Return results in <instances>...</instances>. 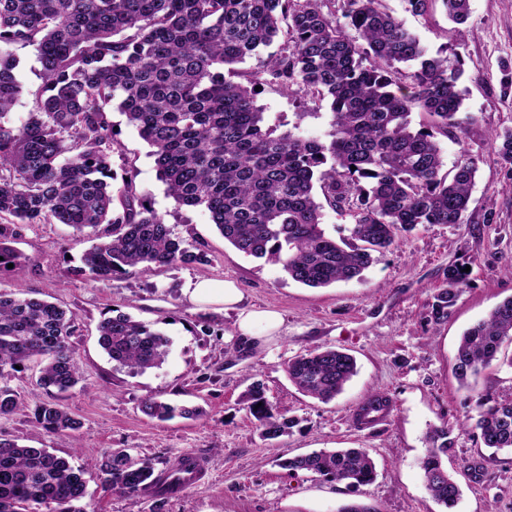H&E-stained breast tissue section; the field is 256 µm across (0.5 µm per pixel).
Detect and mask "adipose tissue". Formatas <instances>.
<instances>
[{"label":"adipose tissue","instance_id":"obj_1","mask_svg":"<svg viewBox=\"0 0 512 512\" xmlns=\"http://www.w3.org/2000/svg\"><path fill=\"white\" fill-rule=\"evenodd\" d=\"M186 297L188 302L195 306H217L223 310H237V331L246 338L254 337L256 327L261 326L266 331L274 333L283 323V318L278 312L253 309L248 304L244 292L231 281L197 280L189 286Z\"/></svg>","mask_w":512,"mask_h":512}]
</instances>
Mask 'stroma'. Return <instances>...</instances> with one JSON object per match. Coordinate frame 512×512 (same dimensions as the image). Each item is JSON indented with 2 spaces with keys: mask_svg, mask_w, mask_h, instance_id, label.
Wrapping results in <instances>:
<instances>
[{
  "mask_svg": "<svg viewBox=\"0 0 512 512\" xmlns=\"http://www.w3.org/2000/svg\"><path fill=\"white\" fill-rule=\"evenodd\" d=\"M394 14L432 51L463 63L462 110L473 120L458 138L441 137L446 167L461 154L477 162L464 223L430 224L400 233L396 244L362 280L309 288L288 278L281 266L236 250L216 230L208 213L177 207L158 180L149 146L119 112L109 119L116 132L112 167L132 170L138 194L188 244L206 255L203 263L162 275L138 268L109 280L81 275L87 235L63 224L26 225L15 242L22 267L0 271V290L58 303L74 312L70 338L81 382L69 391L36 387V364L14 372L19 410L0 417V438L46 448L66 459L88 450L102 456L119 448L149 460L155 470L185 454L204 461L201 482L165 498L125 497L102 490L86 473L92 512H339L350 502L373 512H443L427 490L420 468L431 429L452 426L454 450L446 465L461 486L453 512H512V451L485 448L477 436L476 393L512 389V368L487 370L476 392L461 389L454 357L462 332L512 297V191L497 161L492 137L512 129V0H470L465 25L450 21L441 4L424 16L404 10L403 0H385ZM269 125L285 123L301 134L320 135L326 117L301 115L284 91L263 86L257 97ZM493 223H485L486 215ZM468 267L467 284L448 316L434 321L433 297L447 286L449 265ZM199 278L235 281L258 309L282 314L279 332L262 336L252 355H226L235 339L237 311L195 310L184 291ZM125 313L154 325L171 340L166 362L133 375L118 366L98 342L97 327ZM316 347L352 354L358 372L342 394L324 404L302 395L289 381L287 362ZM279 413L296 418L287 434L263 439L242 402L253 384ZM391 397L390 413L372 426L356 412L372 393ZM162 395L178 405L199 407L192 419L158 421L145 415L142 399ZM54 401L81 422L75 431L49 433L33 420L36 405ZM336 448L367 449L376 464L373 483L357 488L308 472L289 473L281 460ZM487 468L483 482L462 470L463 460Z\"/></svg>",
  "mask_w": 512,
  "mask_h": 512,
  "instance_id": "stroma-1",
  "label": "stroma"
}]
</instances>
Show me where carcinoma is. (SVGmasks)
I'll list each match as a JSON object with an SVG mask.
<instances>
[{"label":"carcinoma","instance_id":"obj_1","mask_svg":"<svg viewBox=\"0 0 512 512\" xmlns=\"http://www.w3.org/2000/svg\"><path fill=\"white\" fill-rule=\"evenodd\" d=\"M449 19L467 21L470 0H442ZM342 17H336V9ZM357 32L352 37L348 29ZM277 49L262 56L273 43ZM31 46L41 84L25 90L16 69L17 47ZM255 60L239 72L226 66ZM463 74L458 61L428 55L418 37L384 0H0V269L19 268L11 243L26 224H65L79 233L112 225V237L93 243L79 272L111 279L129 268L162 274L200 263L134 178L112 187L116 108L152 147L166 193L180 207L204 209L224 240L239 252L282 265L288 278L319 288L359 280L400 232L422 224H462L477 171L463 154L452 174L436 134L463 129ZM242 77L246 83L233 80ZM276 86L329 110L322 137L282 133L264 125L255 87ZM33 98L27 118L11 111L23 94ZM428 119L412 126V110ZM496 154L512 181V129L495 134ZM321 193L324 202L317 201ZM351 221V242L328 237L323 205ZM466 273L448 267V287L433 296L432 315L448 313ZM75 316L43 300L0 291V416L14 413L19 394L9 385L15 366L35 361L37 384L67 391L81 380L70 337ZM99 343L132 374L161 367L170 339L125 314L98 326ZM512 341V297L465 330L455 354L461 387L498 360ZM297 390L329 403L356 375V359L332 347L289 360ZM263 438L287 433L296 419L276 412L254 385L244 396ZM475 429L486 448L512 449V393H478ZM390 399L370 394L357 411L390 410ZM160 421L191 418L198 409L159 396L141 403ZM55 433L81 422L53 402L33 412ZM451 430L430 434L421 461L425 485L453 508L461 489L446 470ZM102 488L127 496L165 497L180 489L182 467L155 473L152 464L117 449L92 460ZM349 486L374 481L364 448L314 451L281 463ZM85 468L45 448L0 439V512H90Z\"/></svg>","mask_w":512,"mask_h":512}]
</instances>
